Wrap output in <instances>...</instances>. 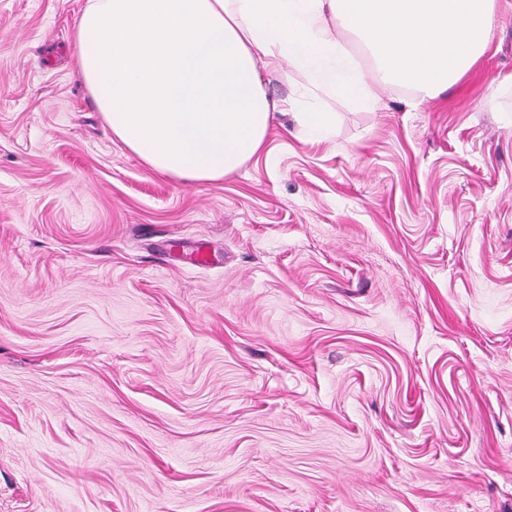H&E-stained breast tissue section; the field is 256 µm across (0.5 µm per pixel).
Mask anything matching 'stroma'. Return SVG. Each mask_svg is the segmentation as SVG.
Instances as JSON below:
<instances>
[{"label": "stroma", "mask_w": 512, "mask_h": 512, "mask_svg": "<svg viewBox=\"0 0 512 512\" xmlns=\"http://www.w3.org/2000/svg\"><path fill=\"white\" fill-rule=\"evenodd\" d=\"M86 3L0 0V512H512V0L198 184L113 137ZM289 97L280 103V111L293 116L302 134L312 141H324L331 136L333 115L323 112L317 104H305L300 97Z\"/></svg>", "instance_id": "1"}]
</instances>
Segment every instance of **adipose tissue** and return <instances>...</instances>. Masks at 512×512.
I'll return each instance as SVG.
<instances>
[{"instance_id": "obj_1", "label": "adipose tissue", "mask_w": 512, "mask_h": 512, "mask_svg": "<svg viewBox=\"0 0 512 512\" xmlns=\"http://www.w3.org/2000/svg\"><path fill=\"white\" fill-rule=\"evenodd\" d=\"M493 22L491 0H87L75 59L117 139L153 170L203 183L259 153L275 111L309 140L330 137L332 113L271 102L261 70L290 65L306 93L362 110L389 85L424 100L471 68ZM344 31L369 47L372 70L348 57Z\"/></svg>"}]
</instances>
